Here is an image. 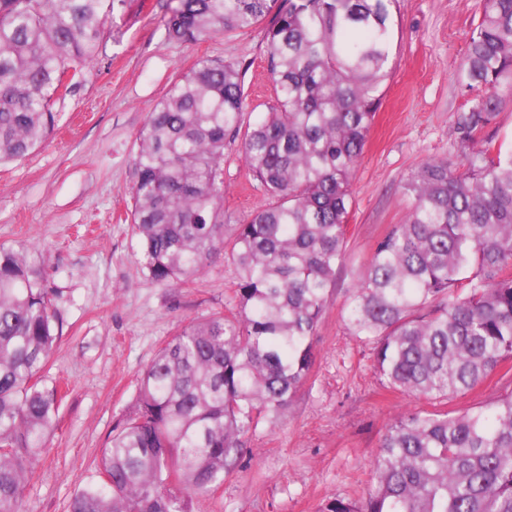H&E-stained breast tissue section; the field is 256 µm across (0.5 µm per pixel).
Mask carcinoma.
I'll return each mask as SVG.
<instances>
[{
    "instance_id": "obj_1",
    "label": "carcinoma",
    "mask_w": 512,
    "mask_h": 512,
    "mask_svg": "<svg viewBox=\"0 0 512 512\" xmlns=\"http://www.w3.org/2000/svg\"><path fill=\"white\" fill-rule=\"evenodd\" d=\"M169 0L168 39L196 43L271 17L269 112L242 130L232 62L201 59L138 136L133 234L147 279L188 283L223 255L235 304L183 329L143 371L137 405L69 512H192L244 438L290 406L345 261L351 182L391 70L397 0ZM126 0H0V164L53 133L57 104L85 78ZM459 70L477 91L460 114L473 143L512 93V0H482ZM240 142L267 205L224 222V147ZM427 162L404 189L406 220L378 243L347 300L351 335L385 385L448 400L512 360V152L486 142ZM42 253L0 244V512H22L57 420L45 375L62 335ZM320 512H512V393L490 407L410 412L383 435L366 496Z\"/></svg>"
}]
</instances>
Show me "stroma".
Wrapping results in <instances>:
<instances>
[{
    "label": "stroma",
    "mask_w": 512,
    "mask_h": 512,
    "mask_svg": "<svg viewBox=\"0 0 512 512\" xmlns=\"http://www.w3.org/2000/svg\"><path fill=\"white\" fill-rule=\"evenodd\" d=\"M166 0H132L106 26L99 57L59 105L56 132L25 159L0 166V244L47 258L60 298L62 336L47 365L63 399L50 450L30 477L25 512H68L95 474L114 430L132 414L138 381L156 354L192 321L232 307L236 271L217 258L177 286L150 283L129 215L137 136L168 87L203 58L237 64L244 120L274 102L264 26L195 44L165 36ZM481 16V0H399L391 72L352 180L346 260L314 337L307 380L283 416L259 425L237 468L193 512H318L324 499H360L383 434L429 400L388 390L368 346L350 336L344 307L377 242L403 223V189L424 163H459L457 117L468 108L459 64ZM268 202L237 146L224 150V214L239 221ZM512 392V361L452 411L487 407Z\"/></svg>",
    "instance_id": "stroma-1"
}]
</instances>
